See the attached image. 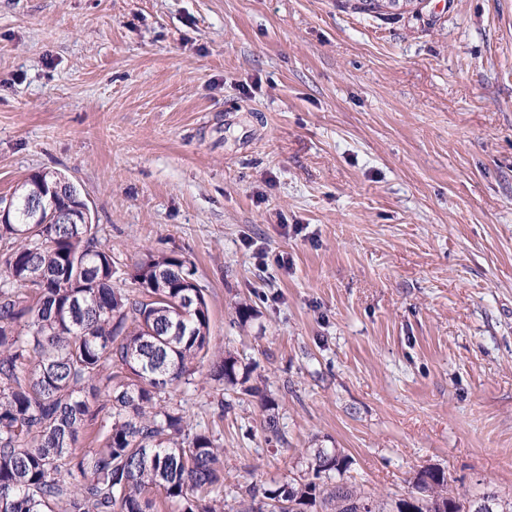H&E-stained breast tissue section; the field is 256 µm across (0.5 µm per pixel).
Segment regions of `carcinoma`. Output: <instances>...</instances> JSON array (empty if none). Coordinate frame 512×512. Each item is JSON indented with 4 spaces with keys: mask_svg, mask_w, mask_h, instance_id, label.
<instances>
[{
    "mask_svg": "<svg viewBox=\"0 0 512 512\" xmlns=\"http://www.w3.org/2000/svg\"><path fill=\"white\" fill-rule=\"evenodd\" d=\"M356 13L390 16L379 0H340ZM28 176L12 198L15 222L0 224V512H223L224 454L189 428L167 395L189 384L210 351L204 289L190 260L148 254L133 282L73 209L69 224H32ZM210 380L243 385L237 360L211 363ZM100 419L102 449L80 451L86 423ZM349 458L315 448L312 477L251 484L229 512H467L444 471L415 476L410 496L380 500L342 482ZM80 473L83 481L70 478Z\"/></svg>",
    "mask_w": 512,
    "mask_h": 512,
    "instance_id": "cac0c4a2",
    "label": "carcinoma"
}]
</instances>
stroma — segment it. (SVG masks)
<instances>
[{"label":"stroma","instance_id":"stroma-1","mask_svg":"<svg viewBox=\"0 0 512 512\" xmlns=\"http://www.w3.org/2000/svg\"><path fill=\"white\" fill-rule=\"evenodd\" d=\"M38 171L122 277L189 259L277 403L273 433L241 388L175 393L226 504L310 448L379 499L426 467L512 499V0H0V198Z\"/></svg>","mask_w":512,"mask_h":512}]
</instances>
